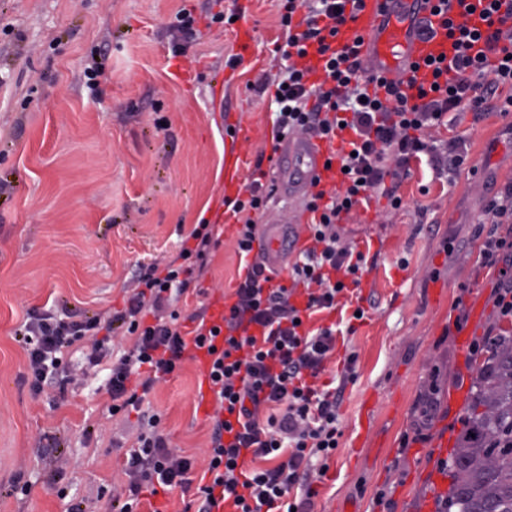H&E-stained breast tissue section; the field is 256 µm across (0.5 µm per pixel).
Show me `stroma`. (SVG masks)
<instances>
[{
  "mask_svg": "<svg viewBox=\"0 0 512 512\" xmlns=\"http://www.w3.org/2000/svg\"><path fill=\"white\" fill-rule=\"evenodd\" d=\"M211 0H0V512H106L125 483L137 411L111 415L104 366L63 353L77 384L31 388L21 340L31 311L76 319L122 309L140 267H165L193 229L213 240L202 276L178 308L182 331L200 306L233 302L245 275L239 223L224 197V163L241 156L242 185L270 169V95L250 85L277 73L283 44L279 0H222L238 24L208 25ZM195 35L173 38L180 9ZM249 25L241 53L236 35ZM99 75L87 86L84 70ZM435 138L462 140L467 159L452 178L413 167L400 208L375 198L354 209L341 234L377 261L360 295L374 301L337 343L319 385L344 386L343 435L314 512H421L456 447L476 394L473 342L499 320L498 268L482 264L478 220L512 183V129L498 112H456ZM488 175L477 188L473 170ZM466 313L455 328L458 313ZM356 379L342 383L347 357ZM437 410L415 441L417 407ZM170 442L192 456L199 483L212 421L200 409L194 359L184 358L149 394Z\"/></svg>",
  "mask_w": 512,
  "mask_h": 512,
  "instance_id": "35a3bbf8",
  "label": "stroma"
}]
</instances>
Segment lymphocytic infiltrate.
I'll use <instances>...</instances> for the list:
<instances>
[{
  "label": "lymphocytic infiltrate",
  "mask_w": 512,
  "mask_h": 512,
  "mask_svg": "<svg viewBox=\"0 0 512 512\" xmlns=\"http://www.w3.org/2000/svg\"><path fill=\"white\" fill-rule=\"evenodd\" d=\"M362 3L283 0L284 76L275 83L265 74L253 85L274 92L276 137L302 132L348 138L337 152L341 191L317 193L307 205L312 244L293 264L291 286L274 283L262 264L252 263L220 323H208L205 311H197L191 316L195 329L184 336L176 304L205 267L212 232L202 224L190 234L195 247H181L179 264L162 271L147 266L125 307L107 319L75 320L49 310L30 315L24 326L34 391L73 382L60 354L81 341L89 365L111 361L108 391L116 413L141 410L146 394L174 372L188 348L207 350L215 410L206 450L210 480L195 486L197 512H214L223 502L234 512H312L313 483L327 473L342 435L343 390H321L313 383L336 349L335 326L310 329L305 322L336 311L341 297L358 291L366 265L365 254L344 241L337 226L375 195L399 208L398 187L412 162L425 159L437 173L455 174L463 163L456 141L438 147L429 130L451 112L468 109L482 116L499 88L512 86V22L503 18L492 34L503 45L498 58L489 59L480 48L478 27L457 26L451 31V79H443L437 66L432 82L418 85L416 99L395 86L379 98L355 60L354 46L342 38ZM248 192V199L231 202L233 213L243 217L236 239L243 257L256 239L251 214L268 201L261 180H253ZM508 220L512 186L486 211L491 229L481 253L484 265L505 270L494 301L504 318H512V231L502 235L497 227ZM120 334L133 342L117 354L110 343ZM159 423L158 415H149L139 432L123 467L127 496L113 498L112 512H136L146 485L191 487L192 461L170 445ZM248 457L259 460V467L245 468Z\"/></svg>",
  "instance_id": "obj_1"
}]
</instances>
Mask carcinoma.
Instances as JSON below:
<instances>
[{"instance_id":"carcinoma-1","label":"carcinoma","mask_w":512,"mask_h":512,"mask_svg":"<svg viewBox=\"0 0 512 512\" xmlns=\"http://www.w3.org/2000/svg\"><path fill=\"white\" fill-rule=\"evenodd\" d=\"M477 381L443 512H512V333L491 337Z\"/></svg>"}]
</instances>
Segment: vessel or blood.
Listing matches in <instances>:
<instances>
[{"label":"vessel or blood","instance_id":"obj_1","mask_svg":"<svg viewBox=\"0 0 512 512\" xmlns=\"http://www.w3.org/2000/svg\"><path fill=\"white\" fill-rule=\"evenodd\" d=\"M475 13L461 17L460 7L437 16L433 10L438 0H364L361 10L348 25L347 34L359 37L357 61L367 76L395 84L406 95H413L411 78H430L425 65L430 58H452V41L447 22L468 20L479 22L478 13L487 0H467ZM432 22L434 39L425 41L418 34L421 23ZM335 150L334 144L318 137L291 136L279 141L274 153L275 164L269 174L277 200L298 199L314 188L331 190L338 170H326L325 163ZM306 214L279 209L270 214L262 233L253 245L254 258L274 273L277 283H285L288 256L302 246L308 237Z\"/></svg>","mask_w":512,"mask_h":512}]
</instances>
